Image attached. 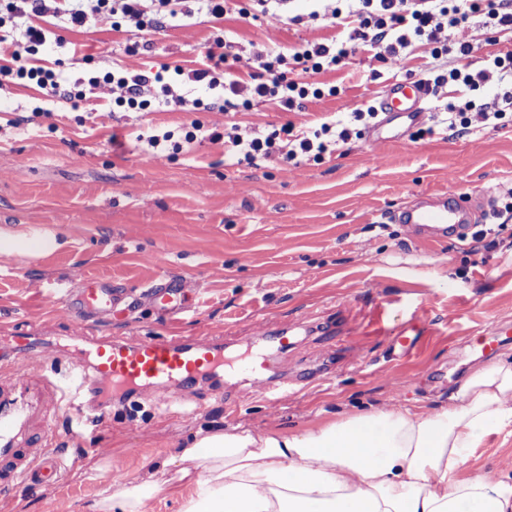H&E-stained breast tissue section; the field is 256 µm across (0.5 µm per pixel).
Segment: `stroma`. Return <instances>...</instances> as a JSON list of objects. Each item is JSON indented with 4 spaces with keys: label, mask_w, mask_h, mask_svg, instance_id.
Returning a JSON list of instances; mask_svg holds the SVG:
<instances>
[{
    "label": "stroma",
    "mask_w": 512,
    "mask_h": 512,
    "mask_svg": "<svg viewBox=\"0 0 512 512\" xmlns=\"http://www.w3.org/2000/svg\"><path fill=\"white\" fill-rule=\"evenodd\" d=\"M337 0H290L243 20L200 14L152 32L149 48L128 56L129 32L111 15L66 30L40 55L69 83L86 80L82 55L100 65L120 62L155 72L199 67L215 37L283 49L330 38ZM319 19H310L312 11ZM302 15L293 25L289 15ZM475 46L474 66L512 53V30L488 34L482 17L451 31ZM357 45L339 70L320 79L339 93L287 113L266 102L250 111L199 113L205 128L270 129L286 121L319 127L322 118L376 104L397 75ZM112 108L111 118L101 115ZM181 111L136 114L112 107V91L86 88L78 105L34 84L0 81V232L53 234L66 247L37 259L0 262V352L18 336L55 346L53 368L64 373L86 336H217L235 354L265 343L264 332L293 327L297 344L271 351L270 377L298 382L295 397L271 404L244 369L175 390L165 407L151 398L114 404L107 423L81 437L61 435L81 454L61 483L21 487L0 498V512H89L108 484L140 482L158 457L177 455L198 429L298 430L345 414L395 405L437 409L470 368L489 360L477 338L493 323L512 324V221L489 238L467 234L432 243L393 221L422 194L455 200L495 188V205L512 199V126L473 117L479 133L417 135L403 127L385 139L361 137L321 162L266 161L228 165L224 148L198 138L151 156L147 138L188 121ZM111 279L128 305L112 316L76 312L61 298L82 278ZM191 282L187 310L169 315L142 295L158 280ZM320 323L322 333L305 327ZM420 337L408 357L392 356L390 336ZM512 473V426L473 450L463 476Z\"/></svg>",
    "instance_id": "35a3bbf8"
}]
</instances>
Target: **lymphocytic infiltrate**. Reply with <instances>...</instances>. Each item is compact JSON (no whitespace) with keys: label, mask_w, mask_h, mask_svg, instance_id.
Returning a JSON list of instances; mask_svg holds the SVG:
<instances>
[{"label":"lymphocytic infiltrate","mask_w":512,"mask_h":512,"mask_svg":"<svg viewBox=\"0 0 512 512\" xmlns=\"http://www.w3.org/2000/svg\"><path fill=\"white\" fill-rule=\"evenodd\" d=\"M145 0H8L6 8L19 29L11 40L0 37V78L27 79L51 96L66 102L78 100L79 94L69 85L62 72L37 65L35 57L47 42L45 29L27 24L29 14L53 13L62 24L85 26L95 23L101 14L114 10L122 21L142 35L163 27L178 17L181 0H153L146 9ZM486 18L490 32L512 30V0H345L344 9L335 10L334 20L347 29L343 39L307 42L284 51H272L260 45L246 48L239 43L219 38L206 54L202 67L184 70L174 67L156 73H142L121 67H97L90 71V86H110L117 107L128 112L177 109L208 112L219 109L240 112L261 102L275 103L286 112H301L307 103L336 95L333 86L307 81V74H318L344 63L354 42L369 43L377 60L396 71L407 69L409 49L413 44L427 46L433 60L431 68L421 74L431 101L436 102V121L445 131L469 133V104H459L445 97L448 84L459 83L477 90L497 82L501 91L485 120L504 119L512 111V54L486 59L480 69H472L471 45L454 43L448 31L467 22L473 15ZM246 62L249 83H242L232 72L236 63ZM210 91V98L197 97V88ZM373 108H358L345 119L328 117L319 129L308 130L286 122L269 132L244 131L239 126L230 130L204 131L199 120L183 127L185 142H194L199 132L208 140L224 146L226 159L247 164L280 158L292 164L305 160L319 161L331 147L348 143L357 126L375 119Z\"/></svg>","instance_id":"1"}]
</instances>
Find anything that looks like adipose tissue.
<instances>
[{
  "instance_id": "ef3b65f1",
  "label": "adipose tissue",
  "mask_w": 512,
  "mask_h": 512,
  "mask_svg": "<svg viewBox=\"0 0 512 512\" xmlns=\"http://www.w3.org/2000/svg\"><path fill=\"white\" fill-rule=\"evenodd\" d=\"M509 425L503 354L432 412L374 410L288 433L197 431L156 477L103 488L89 512H147L162 492L182 497V512H512V475L461 474L471 449Z\"/></svg>"
}]
</instances>
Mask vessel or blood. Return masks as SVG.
Masks as SVG:
<instances>
[{
    "mask_svg": "<svg viewBox=\"0 0 512 512\" xmlns=\"http://www.w3.org/2000/svg\"><path fill=\"white\" fill-rule=\"evenodd\" d=\"M425 97L418 82L392 83L380 103L382 125L423 119L420 105ZM493 199L485 191L481 199L465 198L463 204L439 199L395 214L398 223L409 226L416 235L429 240H444L464 222V212H477ZM156 306L178 313L185 308L188 285L170 281L151 287ZM121 294L104 279L87 276L75 299L82 312L111 313ZM55 355L50 342L22 336L17 353L0 360V495L13 494L19 487L58 483L64 464L58 450L59 437L54 428L60 417H68L76 431L106 420L107 403L112 394L138 396L152 389L164 399L170 388H182L204 376H215L224 368V348L216 337L145 336L135 341L117 338L95 341L81 349L70 365L71 392H64L45 370L33 369V357L51 359ZM254 380L265 398L279 402L291 397L288 389L273 387L264 374L266 358L248 363Z\"/></svg>",
    "mask_w": 512,
    "mask_h": 512,
    "instance_id": "obj_1",
    "label": "vessel or blood"
}]
</instances>
